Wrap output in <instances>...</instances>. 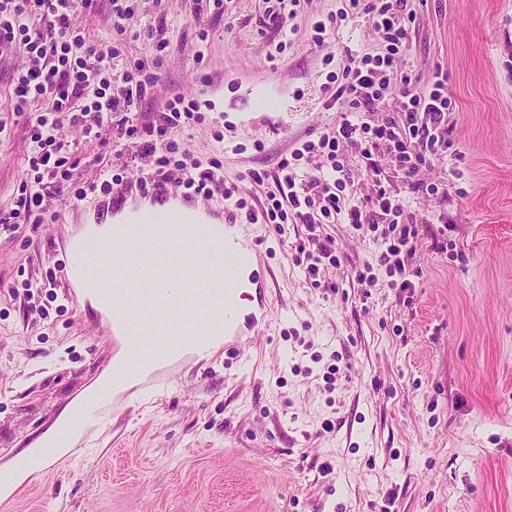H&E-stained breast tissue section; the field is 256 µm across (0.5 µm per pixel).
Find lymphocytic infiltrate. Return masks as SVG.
<instances>
[{"instance_id":"1","label":"lymphocytic infiltrate","mask_w":512,"mask_h":512,"mask_svg":"<svg viewBox=\"0 0 512 512\" xmlns=\"http://www.w3.org/2000/svg\"><path fill=\"white\" fill-rule=\"evenodd\" d=\"M409 0H345L337 17L369 16L381 42L379 52L347 56L338 70L327 75L331 100H346L350 116L342 117L317 139L303 142L277 171L253 169L244 178L265 187V201L253 207L238 185L226 183L219 158H194L182 151L179 133L204 119L197 101L177 96L157 109L153 121L139 124L136 114L154 96V72L162 65L169 41L155 34L153 56L126 61L119 49L102 52L95 39L77 27L78 12L94 11L97 0H0V51L21 56L24 66L10 83L12 110L27 117L30 151L26 176L13 195L9 210L0 211V232L12 234L24 224L46 220V200L65 196L84 203L111 193L124 184L129 169H137V186L149 192L158 181L176 184L204 198L222 196L233 201L238 215L250 224L305 225L310 247H299L294 257L310 284H317L322 265L338 264L335 241L320 236L322 225L343 222L354 234L380 242L377 265L357 272L366 287L386 283L391 288H412L411 265L420 240L419 227L406 216L405 193L446 192L442 182L425 183L422 167L448 156L447 78L435 72L429 87L398 61L407 50L414 14ZM401 102L397 112L376 117L388 97ZM80 128L81 138L67 141L64 125ZM125 143L116 150L104 178L91 183L76 175V154L91 141L109 145L111 137ZM361 147L359 166L371 179L368 206L378 221L367 220L363 208L346 195L347 168L340 151L345 144ZM389 155L398 164L403 193L390 191L380 178L378 157ZM315 166L316 177L305 180L300 164Z\"/></svg>"}]
</instances>
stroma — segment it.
<instances>
[{
  "label": "stroma",
  "instance_id": "35a3bbf8",
  "mask_svg": "<svg viewBox=\"0 0 512 512\" xmlns=\"http://www.w3.org/2000/svg\"><path fill=\"white\" fill-rule=\"evenodd\" d=\"M341 0H310L282 32L261 24L268 0H135L126 55L148 57L164 27L169 52L158 101L206 100L181 136L199 158L222 153L224 179L276 170L327 118L325 61L376 52L368 16L312 40ZM401 64L430 84L448 76L444 162L407 194L421 241L415 286L361 287L355 272L379 244L325 225L338 266L305 281L294 256L304 226L251 224L274 274V321L243 363L223 352L183 366L180 392L145 387L74 455L52 462L9 499L8 512H512V0H412ZM210 37L200 41V30ZM0 210L25 176L24 119L0 95ZM47 223L0 238V464L42 437L116 351L97 313L66 295L51 250L94 216L46 201ZM34 291H26L27 282ZM331 421V432L322 424Z\"/></svg>",
  "mask_w": 512,
  "mask_h": 512
}]
</instances>
